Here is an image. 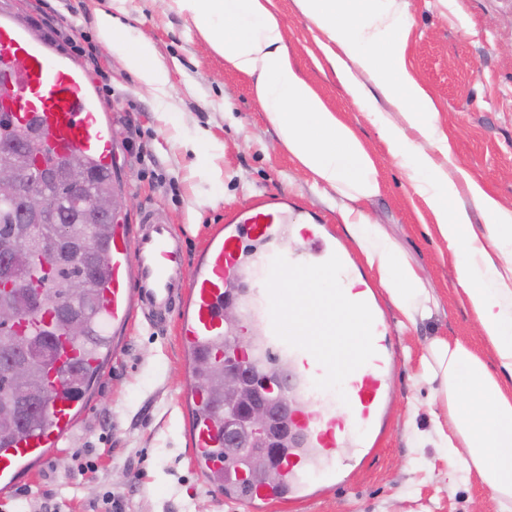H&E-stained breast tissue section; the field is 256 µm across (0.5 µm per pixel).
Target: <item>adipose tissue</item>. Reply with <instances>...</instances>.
Masks as SVG:
<instances>
[{
    "label": "adipose tissue",
    "mask_w": 512,
    "mask_h": 512,
    "mask_svg": "<svg viewBox=\"0 0 512 512\" xmlns=\"http://www.w3.org/2000/svg\"><path fill=\"white\" fill-rule=\"evenodd\" d=\"M201 35L253 93L277 132L278 144L333 191V207L364 265L409 323L428 318L434 299L421 268L367 206L382 192L376 153L340 112L331 109L302 75L288 48L272 0H174ZM326 38L325 54L351 102L377 126L388 156L412 192L426 204L455 262L462 299L481 336L492 346L500 373L461 340H433L416 380L428 385L445 417L435 420L438 447L453 472L477 474L500 499L512 502V209L462 169L452 168L431 97L410 73V23L397 0H294ZM105 45L123 50L129 71L163 90L169 70L147 42L128 44L112 15L98 17ZM483 216L478 234L469 210Z\"/></svg>",
    "instance_id": "ef3b65f1"
}]
</instances>
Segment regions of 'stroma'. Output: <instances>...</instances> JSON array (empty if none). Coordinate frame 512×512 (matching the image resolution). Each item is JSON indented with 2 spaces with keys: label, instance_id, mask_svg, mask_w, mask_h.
<instances>
[{
  "label": "stroma",
  "instance_id": "1",
  "mask_svg": "<svg viewBox=\"0 0 512 512\" xmlns=\"http://www.w3.org/2000/svg\"><path fill=\"white\" fill-rule=\"evenodd\" d=\"M274 4L303 75L382 150L376 127L337 82L322 36L294 0ZM401 7L411 24L410 70L436 103L456 166L512 208V0H402ZM103 12L126 26L130 40L152 44L170 70L164 91L145 86L120 52L105 47L97 25ZM0 18L24 25L33 41L77 64L96 89L115 133L114 188L128 200L124 223H136L145 208L159 209L194 254L216 226L262 198L325 225L337 250L361 268L327 196L314 192L306 171L276 149V130L251 80L227 68L189 16L163 0H0ZM69 30L84 35L97 66L74 50ZM162 112L168 121L159 120ZM202 132L220 145L205 161L190 149ZM382 169V193L370 208L423 268L438 305L411 326L387 292L376 289L397 360L379 422L345 455L333 481L311 484L303 498L269 508L214 495L196 473L187 441L191 408L180 401L186 372L177 324L139 320L120 356L104 363L85 394L75 429L10 491H0V512H42L47 501L60 512H92L98 491L111 493L119 512H502L478 476L465 483L455 478L430 438L429 390L416 382L430 343L443 336L480 352L485 345L455 292L453 260L434 236L423 201L396 161L383 158ZM78 448L99 456L97 469L79 478Z\"/></svg>",
  "mask_w": 512,
  "mask_h": 512
}]
</instances>
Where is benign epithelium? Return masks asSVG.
<instances>
[{"mask_svg":"<svg viewBox=\"0 0 512 512\" xmlns=\"http://www.w3.org/2000/svg\"><path fill=\"white\" fill-rule=\"evenodd\" d=\"M36 150L26 145L0 143V188L8 189L18 200L19 221L22 233L19 237L0 241V277L5 289L16 295L14 302L0 303V329L8 330L23 312L31 311L39 303L38 297L28 288L35 275L33 265H22L26 255L36 256L42 245L35 229L42 214L55 212L57 196L79 201L84 196L81 182L65 178L56 185V192L44 187V180L35 174L32 159ZM112 215V223H120L122 208L116 197L97 199L92 202L88 215L95 218ZM60 258L64 261L81 259L88 261L92 247L87 241H74L68 229L61 227L53 240ZM85 297L84 282L76 279L66 289V298L59 309L66 320V329L73 336L82 333V320L77 302ZM50 347H24L4 358V368L20 387L19 398L29 406L40 387L33 383L32 366L44 360ZM270 381L250 372L244 361L242 343L224 353V386L219 394L224 398V451L230 457L242 450L248 451L253 469L265 473L272 481L280 475L279 461L282 439L297 437L295 425L290 421L291 410L286 401L277 398Z\"/></svg>","mask_w":512,"mask_h":512,"instance_id":"obj_1","label":"benign epithelium"}]
</instances>
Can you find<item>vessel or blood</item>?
Instances as JSON below:
<instances>
[{"mask_svg":"<svg viewBox=\"0 0 512 512\" xmlns=\"http://www.w3.org/2000/svg\"><path fill=\"white\" fill-rule=\"evenodd\" d=\"M0 100L17 107L10 115L12 127L39 126L35 144L39 159L60 161L77 154L97 169H111L114 134L98 112L97 95L86 76L66 58L32 44L26 29L7 19L0 20ZM291 232L287 213L270 212L258 202L248 204L213 230L197 257L195 275L188 280L185 240L160 213L147 210L137 223L112 227L100 324L111 330L113 340H120L135 317L160 324L173 316L189 357L200 367L231 348V341L224 338V310L241 304L253 328L246 361L256 365L269 353H277L288 377L284 395L303 438L299 447L288 449L283 478L275 485L247 484L231 475V462L218 454L224 432L212 421L220 407L197 399L195 388H186V396L197 400L198 416L190 437L196 467L213 491L227 498L238 494L250 500L288 502L304 488L294 470L300 463L333 478L339 464L337 449L348 444L351 433H364L377 424L386 372L396 359L386 321L375 316L376 354L352 373L346 393L355 423L349 428L337 422V394L314 385L324 376V368L309 352L280 340L272 328L265 280L273 258L281 255L294 264H313L336 252L323 225H311L304 245L288 249L284 242ZM234 278L241 282L235 289L228 285ZM48 386L53 397L46 426L0 448L1 487L15 485L17 476L39 463L76 424L80 398L61 385L57 370L49 371Z\"/></svg>","mask_w":512,"mask_h":512,"instance_id":"vessel-or-blood-1","label":"vessel or blood"}]
</instances>
